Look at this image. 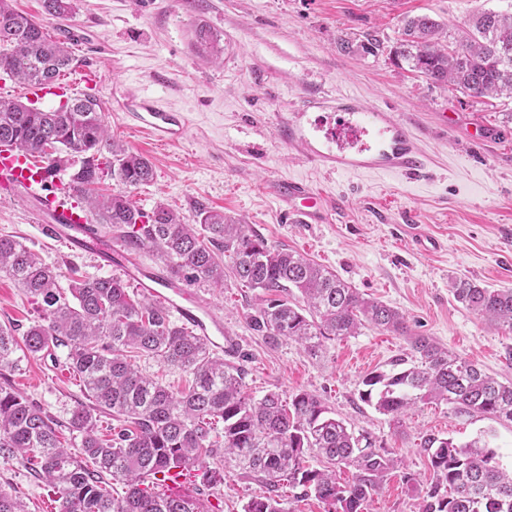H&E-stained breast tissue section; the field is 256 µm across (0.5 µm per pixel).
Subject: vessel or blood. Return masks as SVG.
Masks as SVG:
<instances>
[{"label":"vessel or blood","instance_id":"1","mask_svg":"<svg viewBox=\"0 0 512 512\" xmlns=\"http://www.w3.org/2000/svg\"><path fill=\"white\" fill-rule=\"evenodd\" d=\"M327 102L324 96L307 98L279 128L281 138L301 147L310 161L344 174H402L425 168L426 156L417 136L391 112L366 108L354 96H340L333 115L327 116L321 112ZM119 108L131 111L135 129L158 143L174 145L186 136L185 115L164 108L154 98H135L120 103ZM0 184L30 196L32 216L46 237L65 241L74 251L96 249L101 260L123 268L139 288L176 313L197 336L227 355L236 354V338L211 306L190 299L183 283L170 278L163 268L144 266L123 242L102 240L91 214L75 202L71 183L55 180L46 163L0 146ZM272 191L302 223L326 222L327 204L321 191L293 179L275 181Z\"/></svg>","mask_w":512,"mask_h":512}]
</instances>
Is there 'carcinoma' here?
I'll return each instance as SVG.
<instances>
[{"label":"carcinoma","mask_w":512,"mask_h":512,"mask_svg":"<svg viewBox=\"0 0 512 512\" xmlns=\"http://www.w3.org/2000/svg\"><path fill=\"white\" fill-rule=\"evenodd\" d=\"M49 16L73 12L72 0H43ZM202 51L217 38L206 25L195 31ZM348 53L374 55L380 40L367 33L340 39ZM391 54L435 84H451L475 99H512V12L481 10L457 36L428 15L407 16ZM72 63L66 43L43 23L0 0V72L24 84H48ZM0 142L57 166L62 154L83 156L72 185L99 223L123 234L131 249L152 248L169 274L187 283L224 287L226 256L236 281L268 295L248 313L249 328L276 345L294 341L316 356L324 341L358 334L369 324L408 336L403 314L367 297L334 272L292 250L273 247L219 210L200 209L187 224L163 204L146 216L130 193L154 179L150 161L108 133L101 103L74 98L54 109L0 98ZM112 155L120 190L93 194L99 180L96 155ZM0 273L40 303V321L22 340L0 326V373L13 368L19 348L36 355L68 350L67 364L83 385L86 402L72 411L67 429L82 456L61 442L60 425L36 402L0 385V457L17 459L52 487L60 512H209L192 495L154 496L141 488L157 476L192 468L202 486L224 483L226 467L263 480L267 495L250 499L243 512H282V490L313 496L326 512H365L387 475L399 468L395 453L355 434L314 394L288 398L269 391L248 394L244 371L224 361L210 343L174 323L168 310L114 277L61 274L13 236L0 237ZM297 290L302 302L288 299ZM455 298L498 328L512 330V288H485L469 279L453 286ZM410 353L362 379L360 399L398 420L419 403H446L455 412L512 424V383L504 384L427 336H409ZM152 356L194 375L186 391L173 392L141 374L131 354ZM119 424L105 435L98 421ZM420 447L433 472L420 512H512V470L501 465L483 437L458 444L427 434ZM326 461L319 469L308 459ZM349 469L343 483L337 473ZM124 495H112V482ZM0 512H26L24 503L0 490Z\"/></svg>","instance_id":"carcinoma-1"}]
</instances>
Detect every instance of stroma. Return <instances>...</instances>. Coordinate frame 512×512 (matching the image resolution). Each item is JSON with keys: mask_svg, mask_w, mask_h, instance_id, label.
<instances>
[{"mask_svg": "<svg viewBox=\"0 0 512 512\" xmlns=\"http://www.w3.org/2000/svg\"><path fill=\"white\" fill-rule=\"evenodd\" d=\"M42 19L65 41L74 59L95 74L86 93L104 108L113 137L147 157L152 182L133 190L143 213L165 204L194 222L202 208L242 220L269 245L308 255L361 293L399 310L410 333L427 336L504 383L512 382V331L490 327L463 308L453 284L469 278L488 288H512V102H475L453 86L432 83L397 65L388 53L404 16L428 15L463 28L478 10L506 11L512 0H75L72 14L44 15L42 0H13ZM206 25L220 38L218 61L196 47ZM370 32L384 45L375 55L341 51L339 39ZM344 94L392 109L420 138L428 164L422 171L336 174L310 162L278 134L279 125L308 94ZM148 95L184 113L185 139L160 146L134 131L116 111L121 96ZM455 116L444 125L442 113ZM491 130L475 143V124ZM291 178L311 183L334 208L324 224H301L268 189ZM31 248L62 277H118L96 254L75 253L45 238L18 192L0 188V235ZM188 291L208 300L240 345L235 363L247 391L288 396L304 390L319 397L354 432L393 449L404 462L369 501L368 512H418L420 497L404 481L413 474L427 486L432 471L420 446L423 435L464 443L490 432L504 467H512V426L455 413L446 404H418L400 421L359 398L361 380L409 351L406 337L368 326L359 335L326 341L317 356L297 343H266L246 316L261 303V290L233 278L223 287L192 283ZM40 319V308L0 274V325L19 330ZM58 348L35 356L17 352L15 367L0 381L67 423L83 402L78 377ZM0 489L17 496L28 512H58L57 495L31 471L0 458ZM263 483L230 471L223 485L205 490L220 512H242L264 495Z\"/></svg>", "mask_w": 512, "mask_h": 512, "instance_id": "35a3bbf8", "label": "stroma"}]
</instances>
